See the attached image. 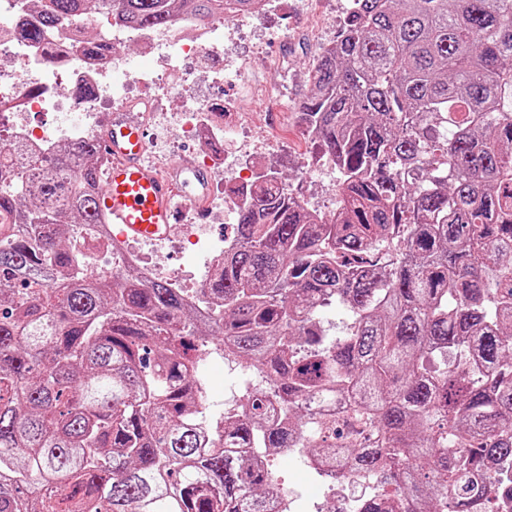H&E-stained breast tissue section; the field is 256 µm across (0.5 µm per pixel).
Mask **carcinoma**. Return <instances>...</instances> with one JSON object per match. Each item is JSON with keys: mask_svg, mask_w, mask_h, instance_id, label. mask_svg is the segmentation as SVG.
Instances as JSON below:
<instances>
[{"mask_svg": "<svg viewBox=\"0 0 512 512\" xmlns=\"http://www.w3.org/2000/svg\"><path fill=\"white\" fill-rule=\"evenodd\" d=\"M41 43L89 11L161 29L259 0H33ZM300 118L340 173L325 219L276 181L237 209L195 305L91 266L94 137L0 155V512H273L269 457L394 486L356 512L512 502V0H349ZM337 303L350 322L320 318ZM260 373L204 407L212 354ZM347 404L352 434L320 400Z\"/></svg>", "mask_w": 512, "mask_h": 512, "instance_id": "1", "label": "carcinoma"}]
</instances>
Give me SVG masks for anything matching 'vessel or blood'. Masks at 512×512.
I'll use <instances>...</instances> for the list:
<instances>
[{"label": "vessel or blood", "instance_id": "obj_1", "mask_svg": "<svg viewBox=\"0 0 512 512\" xmlns=\"http://www.w3.org/2000/svg\"><path fill=\"white\" fill-rule=\"evenodd\" d=\"M95 137L111 160L97 204L115 225L118 238L165 239L187 208L194 209L197 221H204L210 174L188 159L165 169L146 162L148 129L122 108Z\"/></svg>", "mask_w": 512, "mask_h": 512}]
</instances>
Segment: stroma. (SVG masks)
Wrapping results in <instances>:
<instances>
[{"instance_id":"stroma-1","label":"stroma","mask_w":512,"mask_h":512,"mask_svg":"<svg viewBox=\"0 0 512 512\" xmlns=\"http://www.w3.org/2000/svg\"><path fill=\"white\" fill-rule=\"evenodd\" d=\"M347 3L348 0H288L268 21L259 49L249 50L247 55L250 69L258 76L250 110L276 145L255 172L276 175L328 219L338 204V174L318 143L302 135L296 107L309 91L308 75L313 62L320 49L334 38ZM274 466L309 512H327L331 508V493L322 490L312 471L293 469L291 458L284 456Z\"/></svg>"}]
</instances>
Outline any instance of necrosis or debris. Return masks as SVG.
<instances>
[{"label":"necrosis or debris","instance_id":"4bbe7bcc","mask_svg":"<svg viewBox=\"0 0 512 512\" xmlns=\"http://www.w3.org/2000/svg\"><path fill=\"white\" fill-rule=\"evenodd\" d=\"M283 4L284 0H264L258 12L204 22L184 14L172 26L159 30L114 26L116 39L137 40L142 55L157 62L156 68L140 69L77 54L49 59L43 45L18 35L34 18L28 0H0V117L13 125L16 140L46 152L57 143L83 139L92 120L123 102L160 115L173 130L198 142L197 161L213 176L209 216L223 218L240 203L239 197L224 196L226 179L248 169L252 156L271 150L272 145L261 131L246 126L243 106L254 92L246 67L238 68L242 88L236 99H214L203 94L201 85L209 73L234 64L224 54L226 47L241 44L243 38L264 29L267 16ZM168 72L180 73L179 86L166 89L162 100L145 98L158 76ZM63 85L70 89L65 98L58 94ZM36 112L52 113L51 126L31 125L29 116ZM224 145L236 151L233 164L222 161ZM99 230L105 245L98 260L105 270L134 269L145 278L156 277L158 265L117 238L110 225H100Z\"/></svg>","mask_w":512,"mask_h":512}]
</instances>
